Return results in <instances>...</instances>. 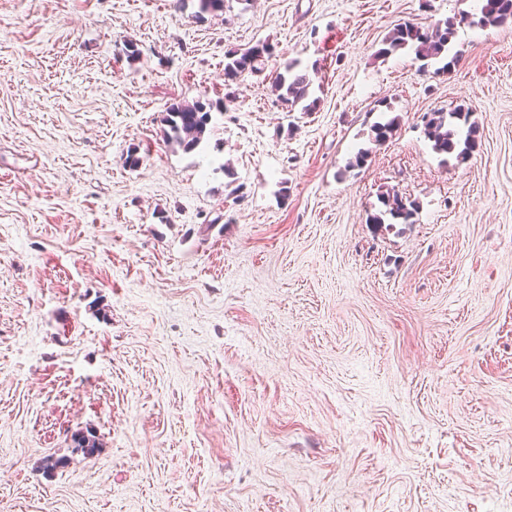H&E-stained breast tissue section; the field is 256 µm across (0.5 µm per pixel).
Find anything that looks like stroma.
I'll return each instance as SVG.
<instances>
[{
	"instance_id": "1",
	"label": "stroma",
	"mask_w": 512,
	"mask_h": 512,
	"mask_svg": "<svg viewBox=\"0 0 512 512\" xmlns=\"http://www.w3.org/2000/svg\"><path fill=\"white\" fill-rule=\"evenodd\" d=\"M175 2L0 0V512H512V24ZM463 13L450 71L376 55ZM293 60L314 111L271 91ZM199 98L186 152L162 119ZM461 105L479 146L445 160L422 116ZM391 187L418 214L374 228ZM262 46L259 49V46ZM275 47L268 43H258L253 47H250L244 51H230L225 54L224 61V75L227 79L236 80L245 75H255L256 73H262L265 68V61L274 55L269 53L267 48ZM213 104L197 99L192 103L178 101L166 110L167 140L183 151H193L201 142L211 121Z\"/></svg>"
}]
</instances>
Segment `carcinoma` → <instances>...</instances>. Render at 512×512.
I'll list each match as a JSON object with an SVG mask.
<instances>
[{
    "label": "carcinoma",
    "mask_w": 512,
    "mask_h": 512,
    "mask_svg": "<svg viewBox=\"0 0 512 512\" xmlns=\"http://www.w3.org/2000/svg\"><path fill=\"white\" fill-rule=\"evenodd\" d=\"M508 17L512 19V0H482L477 24L484 28L501 27ZM467 22L468 18L463 16L457 22L446 20L426 29L410 21L398 23L390 30L383 47L375 52V56L385 58L408 48L421 60L448 59L443 66V69L448 70L457 58V55L451 54L457 26ZM268 47L270 43L263 42L244 51L228 52L225 54L224 75L233 81L245 75L263 72L265 61L272 57L267 51ZM311 86L308 69H301L299 63L291 61L285 67V72L275 76L272 91L276 93L277 101L293 108L309 98ZM212 109V103L200 99L191 103L184 100L170 104L164 117L168 126L167 140L185 152L193 151L207 130ZM469 115V109L462 106L450 112L437 110L424 115V134L437 154H454L464 159L478 147L479 129L469 122ZM397 128L396 117L374 123L370 126L372 143L384 144L393 137ZM418 209L416 201L390 188L378 194V207L368 216L367 223L377 227L384 224H411Z\"/></svg>",
    "instance_id": "cac0c4a2"
}]
</instances>
